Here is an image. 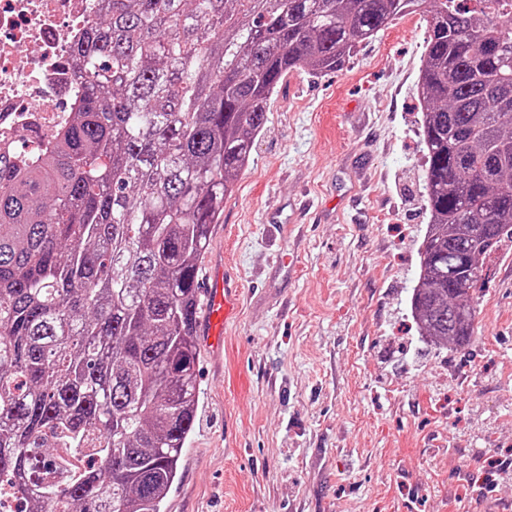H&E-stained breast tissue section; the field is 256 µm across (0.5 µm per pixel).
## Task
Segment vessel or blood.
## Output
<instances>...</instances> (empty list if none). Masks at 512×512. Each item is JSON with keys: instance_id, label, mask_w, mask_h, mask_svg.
I'll use <instances>...</instances> for the list:
<instances>
[{"instance_id": "1", "label": "vessel or blood", "mask_w": 512, "mask_h": 512, "mask_svg": "<svg viewBox=\"0 0 512 512\" xmlns=\"http://www.w3.org/2000/svg\"><path fill=\"white\" fill-rule=\"evenodd\" d=\"M200 284L204 305L196 334L203 348L218 356L224 350V327L237 316L239 293L229 287L224 277V263L218 259L212 261Z\"/></svg>"}]
</instances>
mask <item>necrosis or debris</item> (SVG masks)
I'll list each match as a JSON object with an SVG mask.
<instances>
[{
  "instance_id": "1",
  "label": "necrosis or debris",
  "mask_w": 512,
  "mask_h": 512,
  "mask_svg": "<svg viewBox=\"0 0 512 512\" xmlns=\"http://www.w3.org/2000/svg\"><path fill=\"white\" fill-rule=\"evenodd\" d=\"M101 0H0V146L51 144L77 106L74 50Z\"/></svg>"
}]
</instances>
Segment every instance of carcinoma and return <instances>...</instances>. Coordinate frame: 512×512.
Masks as SVG:
<instances>
[{"mask_svg":"<svg viewBox=\"0 0 512 512\" xmlns=\"http://www.w3.org/2000/svg\"><path fill=\"white\" fill-rule=\"evenodd\" d=\"M423 190L411 297L462 347L512 238V16L497 0H110L81 102L36 158L0 155V480L24 512H162L193 433L213 225L288 74L336 71L421 8Z\"/></svg>","mask_w":512,"mask_h":512,"instance_id":"cac0c4a2","label":"carcinoma"}]
</instances>
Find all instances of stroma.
I'll return each mask as SVG.
<instances>
[{
    "label": "stroma",
    "mask_w": 512,
    "mask_h": 512,
    "mask_svg": "<svg viewBox=\"0 0 512 512\" xmlns=\"http://www.w3.org/2000/svg\"><path fill=\"white\" fill-rule=\"evenodd\" d=\"M427 20L275 96L213 230L241 309L223 356L200 354L164 512H512V242L486 261L470 345L429 343L411 314Z\"/></svg>",
    "instance_id": "1"
}]
</instances>
